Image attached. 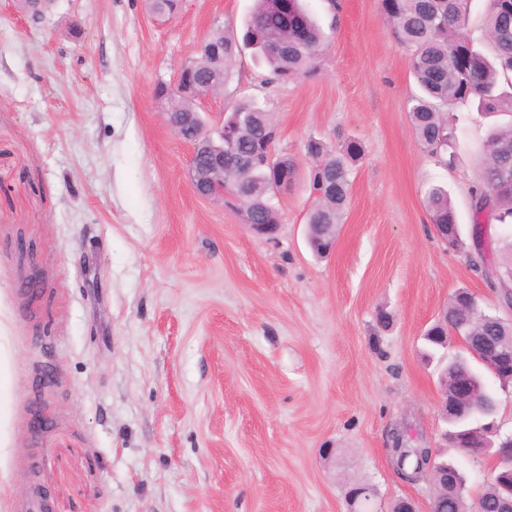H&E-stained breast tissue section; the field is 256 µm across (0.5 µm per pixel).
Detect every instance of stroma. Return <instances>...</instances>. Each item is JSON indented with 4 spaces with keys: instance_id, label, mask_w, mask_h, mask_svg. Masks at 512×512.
I'll return each mask as SVG.
<instances>
[{
    "instance_id": "1",
    "label": "stroma",
    "mask_w": 512,
    "mask_h": 512,
    "mask_svg": "<svg viewBox=\"0 0 512 512\" xmlns=\"http://www.w3.org/2000/svg\"><path fill=\"white\" fill-rule=\"evenodd\" d=\"M302 4L326 35L315 73L268 87L245 51L198 104L256 101L296 160L269 241L193 192L191 149L155 96L212 29L241 36L254 0H182L170 17L145 0H55L37 24L0 0V512H23L33 478L52 512H349L355 483L376 488L377 512L401 498L430 512L432 486L388 455L397 430L454 460L470 493L487 483L489 460L446 445L442 364L421 352L458 290L490 313L499 301L472 246L441 244L425 192L447 189L470 235L469 188L508 118L460 107L441 166L414 134L417 85L380 0ZM311 139L364 149L324 259L305 237ZM32 270L34 296L19 288ZM49 365L59 383L43 391Z\"/></svg>"
}]
</instances>
